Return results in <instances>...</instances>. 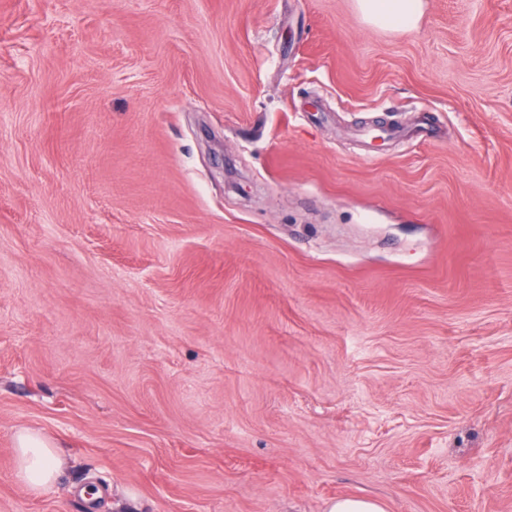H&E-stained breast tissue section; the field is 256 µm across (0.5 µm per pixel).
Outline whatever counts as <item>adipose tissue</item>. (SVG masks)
<instances>
[{"label": "adipose tissue", "instance_id": "ef3b65f1", "mask_svg": "<svg viewBox=\"0 0 512 512\" xmlns=\"http://www.w3.org/2000/svg\"><path fill=\"white\" fill-rule=\"evenodd\" d=\"M358 13L373 28L410 31L416 28L424 0H355ZM17 477L31 490L54 486L60 474L61 457L55 445L40 433L20 430L15 437Z\"/></svg>", "mask_w": 512, "mask_h": 512}]
</instances>
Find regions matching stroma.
Wrapping results in <instances>:
<instances>
[{"label": "stroma", "mask_w": 512, "mask_h": 512, "mask_svg": "<svg viewBox=\"0 0 512 512\" xmlns=\"http://www.w3.org/2000/svg\"><path fill=\"white\" fill-rule=\"evenodd\" d=\"M343 496L512 512V0H0V512ZM358 13L371 27L383 31L416 28L424 0H355ZM57 447L40 433L20 430L15 437L17 478L33 491L54 486L60 474Z\"/></svg>", "instance_id": "35a3bbf8"}]
</instances>
